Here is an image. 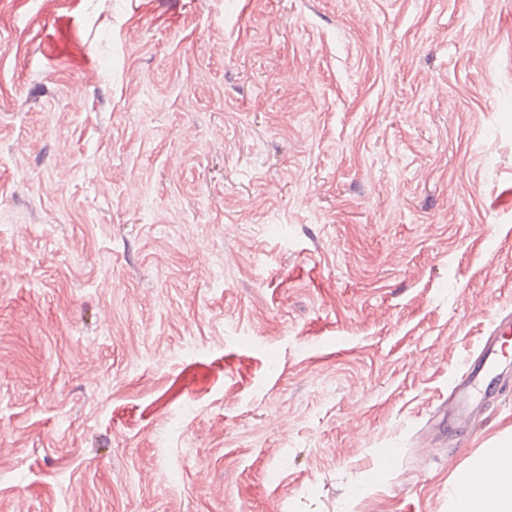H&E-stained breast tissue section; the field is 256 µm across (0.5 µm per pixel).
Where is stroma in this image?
<instances>
[{"label":"stroma","instance_id":"obj_1","mask_svg":"<svg viewBox=\"0 0 512 512\" xmlns=\"http://www.w3.org/2000/svg\"><path fill=\"white\" fill-rule=\"evenodd\" d=\"M508 306L512 0H0V512H453ZM512 311L502 310L490 323L477 349L465 360L462 374L455 379L444 403L448 431L463 430L483 412V403L496 393L504 380V368L511 366ZM510 346V351H509Z\"/></svg>","mask_w":512,"mask_h":512}]
</instances>
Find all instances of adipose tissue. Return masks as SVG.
<instances>
[{"label":"adipose tissue","instance_id":"1","mask_svg":"<svg viewBox=\"0 0 512 512\" xmlns=\"http://www.w3.org/2000/svg\"><path fill=\"white\" fill-rule=\"evenodd\" d=\"M485 454L498 460L495 476L486 478L480 467L461 474L454 512H512V448H489Z\"/></svg>","mask_w":512,"mask_h":512}]
</instances>
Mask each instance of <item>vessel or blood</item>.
Wrapping results in <instances>:
<instances>
[{
  "label": "vessel or blood",
  "instance_id": "b4317fda",
  "mask_svg": "<svg viewBox=\"0 0 512 512\" xmlns=\"http://www.w3.org/2000/svg\"><path fill=\"white\" fill-rule=\"evenodd\" d=\"M512 365V311L503 310L490 323L486 336L468 355L444 403V418L453 431L463 430L496 393L505 367Z\"/></svg>",
  "mask_w": 512,
  "mask_h": 512
}]
</instances>
